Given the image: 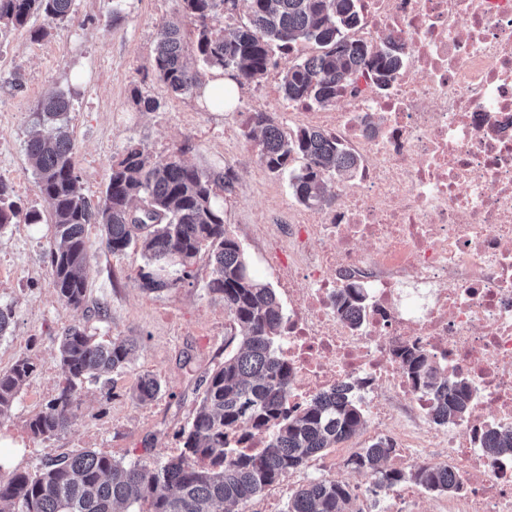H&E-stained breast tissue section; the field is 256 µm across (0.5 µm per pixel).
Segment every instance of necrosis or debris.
<instances>
[{
  "mask_svg": "<svg viewBox=\"0 0 512 512\" xmlns=\"http://www.w3.org/2000/svg\"><path fill=\"white\" fill-rule=\"evenodd\" d=\"M360 39L393 41L403 64L379 91L360 77L332 109L307 112L362 169L333 209L255 225L261 261L288 302L280 353L287 406L361 382L373 434L396 432L416 461L439 439L430 395L407 380L419 348L477 396L447 440L465 482L437 512H512V458L476 433L512 427V0H363ZM362 288L359 320L336 297Z\"/></svg>",
  "mask_w": 512,
  "mask_h": 512,
  "instance_id": "necrosis-or-debris-1",
  "label": "necrosis or debris"
}]
</instances>
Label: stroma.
I'll list each match as a JSON object with an SVG mask.
<instances>
[{
    "instance_id": "stroma-1",
    "label": "stroma",
    "mask_w": 512,
    "mask_h": 512,
    "mask_svg": "<svg viewBox=\"0 0 512 512\" xmlns=\"http://www.w3.org/2000/svg\"><path fill=\"white\" fill-rule=\"evenodd\" d=\"M176 14L177 0H73L65 22L52 24L34 15L21 26L0 25V179L23 209L43 217L39 224L20 221L0 229V308L13 312L8 333L0 336V371L21 356L38 365L8 415L0 418L4 472L33 473L59 455L92 449L126 463L162 462L179 454L178 433L196 413L201 380L223 363L224 337L232 332L223 301L206 288L207 254L197 257L190 282L149 293L137 281L144 263L140 250L112 255L95 224L86 232V304L74 308L57 297L45 259L51 212L26 152L33 114L48 90L62 91L71 101L75 171L91 203L103 198L111 167L130 143L143 145L155 158L177 151L198 168L232 170L236 189L219 192L216 203L259 279L273 281L260 265L262 245L252 227L279 223L296 200L288 175L273 174L262 164L258 142L248 137L239 115L287 111L279 83L288 59L279 57L259 82L243 86L237 106L225 110L207 105L194 91L173 95L155 72L154 57L160 25ZM42 28L47 36L37 37ZM140 96L156 100L157 109L145 111L136 102ZM73 325L100 341L136 337L138 347L113 383L82 385L78 418L69 429L34 436L30 419L66 383L58 342ZM146 373L160 378L164 390L140 405L131 389ZM364 443L360 435L324 455L336 464L333 477L360 486L363 510L373 499L371 479L347 460Z\"/></svg>"
}]
</instances>
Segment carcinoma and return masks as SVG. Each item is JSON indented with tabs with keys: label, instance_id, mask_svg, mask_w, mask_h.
Returning a JSON list of instances; mask_svg holds the SVG:
<instances>
[{
	"label": "carcinoma",
	"instance_id": "obj_1",
	"mask_svg": "<svg viewBox=\"0 0 512 512\" xmlns=\"http://www.w3.org/2000/svg\"><path fill=\"white\" fill-rule=\"evenodd\" d=\"M73 0H0V23L22 25L36 14L51 23L69 18ZM179 13L191 25L164 22L158 32L154 67L175 95L201 89L199 73L186 61L187 40L210 69L237 73V86L261 79L276 65L275 53L290 54L305 41L312 53L294 58L281 82L283 98L307 107L331 106L340 91L362 74L387 88L400 67L391 43L372 52L355 38L360 0H178ZM245 11L246 21L222 33L214 31L220 16ZM70 102L49 91L39 105L27 141L37 188L52 210L53 241L47 252L52 285L66 304H85L84 271L89 262L86 228L97 224L102 243L114 255L138 246L144 264L140 287L150 293L176 288L193 278L191 266L206 250L212 265L209 292L224 301V310L239 333L236 351L202 379V398L188 428L179 432L181 452L163 463L125 465L102 450L64 454L30 474L0 473V512H224L237 510L261 495L281 477L303 467L328 448L358 435L367 420L356 394L357 382L320 392L291 409H283L293 372L275 347L287 322L275 291L250 270L236 239L213 202L215 189L231 193L236 176L186 164L174 153L153 158L139 143L124 148L112 165L105 197L93 206L82 193L75 172L74 146L68 131ZM248 135L260 147V159L271 173H289L298 203L310 208L329 204L328 182L353 177L359 157L321 128L287 132L268 112H251ZM302 160L295 169L291 164ZM24 215L27 224L41 222L37 211L21 213L13 190L0 179V228ZM352 285L338 297L337 311L346 319L363 304ZM137 346L131 336L98 341L86 329L69 327L59 343V361L67 384L36 413L29 428L36 437H51L77 418V388L86 379L106 387L111 375L130 362ZM407 377L433 399L431 417L439 427L463 420L475 399L473 385L450 379L421 350L403 354ZM20 357L0 372V416L36 371ZM162 391L152 374L139 377L131 398L139 404ZM260 432L266 447L250 448L246 437ZM480 445L490 457H512V429L490 428ZM396 445L378 438L353 453L347 464L370 475L373 490L387 492L413 484L428 491L457 494L460 481L448 467L419 461L407 469L390 465ZM358 488L343 479L316 478L288 495L284 512H362L355 508Z\"/></svg>",
	"mask_w": 512,
	"mask_h": 512
}]
</instances>
